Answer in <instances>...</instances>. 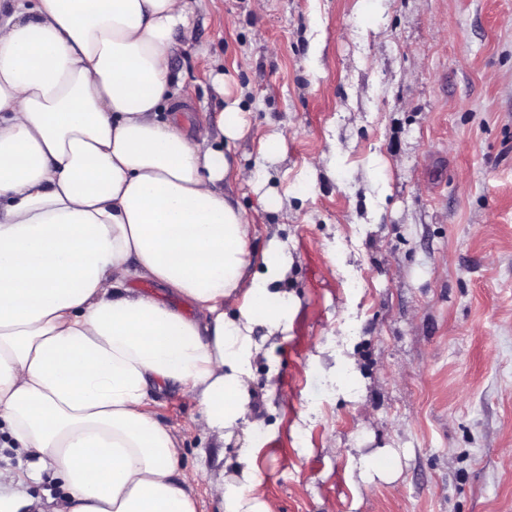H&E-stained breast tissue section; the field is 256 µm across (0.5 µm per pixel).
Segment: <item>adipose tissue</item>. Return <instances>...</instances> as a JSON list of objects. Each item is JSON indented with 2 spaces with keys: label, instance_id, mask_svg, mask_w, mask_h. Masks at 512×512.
<instances>
[{
  "label": "adipose tissue",
  "instance_id": "obj_1",
  "mask_svg": "<svg viewBox=\"0 0 512 512\" xmlns=\"http://www.w3.org/2000/svg\"><path fill=\"white\" fill-rule=\"evenodd\" d=\"M187 23L186 0H0V421L35 454L0 512L45 472L63 512H197L198 474L146 412L149 385H179L219 441L252 424L253 363L288 328L290 258L270 240L246 275L248 226L224 193L238 100L216 141L163 111L186 96L168 54ZM237 461L213 482L224 512H275L251 448Z\"/></svg>",
  "mask_w": 512,
  "mask_h": 512
}]
</instances>
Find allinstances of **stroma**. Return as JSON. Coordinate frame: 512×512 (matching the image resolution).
<instances>
[{"label": "stroma", "mask_w": 512, "mask_h": 512, "mask_svg": "<svg viewBox=\"0 0 512 512\" xmlns=\"http://www.w3.org/2000/svg\"><path fill=\"white\" fill-rule=\"evenodd\" d=\"M189 7L168 57L184 126L217 127L216 76L243 90L229 155L262 180L224 191L249 224L247 271L273 238L292 258L288 330L253 364L259 495L275 512H512V0ZM146 409L178 468H199L198 512H222L210 481L238 443L178 387H151ZM25 492L19 512L63 501L48 473Z\"/></svg>", "instance_id": "35a3bbf8"}]
</instances>
